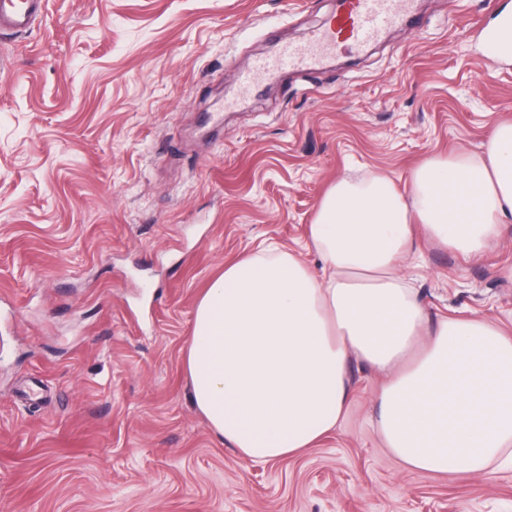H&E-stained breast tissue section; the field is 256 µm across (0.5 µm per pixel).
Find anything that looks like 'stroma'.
Masks as SVG:
<instances>
[{
  "instance_id": "obj_1",
  "label": "stroma",
  "mask_w": 512,
  "mask_h": 512,
  "mask_svg": "<svg viewBox=\"0 0 512 512\" xmlns=\"http://www.w3.org/2000/svg\"><path fill=\"white\" fill-rule=\"evenodd\" d=\"M337 0H47L0 34V499L8 512H512V467L414 474L365 418L354 363L337 433L257 465L218 439L184 369L225 263L273 242L312 269L309 226L342 178L409 193L424 161L479 157L512 121V0H416L409 24L253 91ZM431 316L512 335V225L467 258L422 239ZM485 42L490 52L500 55L512 53V17H503L498 26L489 32Z\"/></svg>"
}]
</instances>
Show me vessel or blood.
I'll return each mask as SVG.
<instances>
[{
	"label": "vessel or blood",
	"mask_w": 512,
	"mask_h": 512,
	"mask_svg": "<svg viewBox=\"0 0 512 512\" xmlns=\"http://www.w3.org/2000/svg\"><path fill=\"white\" fill-rule=\"evenodd\" d=\"M414 0H341L329 22L313 31L307 45L286 44L272 56L258 59L241 79L243 90H253L260 79L288 70L314 69L335 51L376 42L388 29L402 24ZM45 9V0H0V32H29ZM489 51L512 53V17H503L485 37Z\"/></svg>",
	"instance_id": "1"
}]
</instances>
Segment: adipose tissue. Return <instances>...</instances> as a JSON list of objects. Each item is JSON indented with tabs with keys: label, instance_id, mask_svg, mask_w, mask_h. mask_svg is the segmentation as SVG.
<instances>
[{
	"label": "adipose tissue",
	"instance_id": "ef3b65f1",
	"mask_svg": "<svg viewBox=\"0 0 512 512\" xmlns=\"http://www.w3.org/2000/svg\"><path fill=\"white\" fill-rule=\"evenodd\" d=\"M511 223L512 123L482 159L424 162L406 197L381 175L337 180L310 226L320 272L268 246L207 288L186 355L193 404L244 460L279 461L340 428L358 362L381 378L374 432L408 470L512 464V336L480 316L431 318L400 271L421 235L478 256Z\"/></svg>",
	"mask_w": 512,
	"mask_h": 512
}]
</instances>
